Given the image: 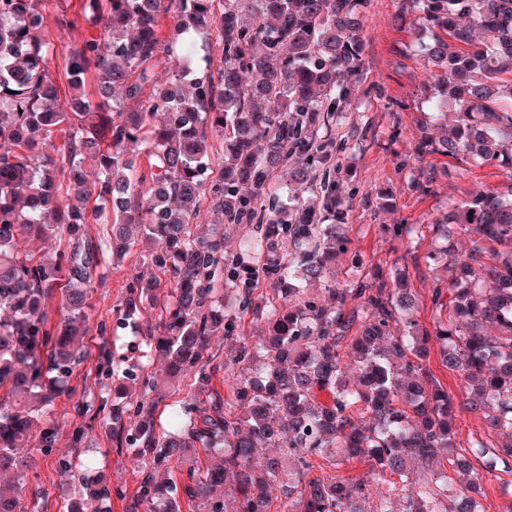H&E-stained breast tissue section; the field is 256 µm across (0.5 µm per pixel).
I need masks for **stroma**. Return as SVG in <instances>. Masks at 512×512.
Returning <instances> with one entry per match:
<instances>
[{
	"label": "stroma",
	"instance_id": "obj_1",
	"mask_svg": "<svg viewBox=\"0 0 512 512\" xmlns=\"http://www.w3.org/2000/svg\"><path fill=\"white\" fill-rule=\"evenodd\" d=\"M401 0H370L363 17L361 35L365 45L367 65L366 86L369 94L356 95L335 136L343 138L354 126H369L373 139L363 149H351L345 154L344 165L349 178L345 188H356L357 196L350 199L349 235L354 246L373 264L385 265L396 251L404 250V243H392L382 231L386 224H416L431 221L445 211L449 202L467 193L496 188L503 181L502 170L495 167H473L441 156L431 157L436 166L447 167L449 177L441 182L435 196L419 199L403 190L407 172L398 170L393 163L394 153L412 154L418 126L424 119L420 109V89L426 74L410 51L417 41L416 27L396 25L393 16L402 10ZM400 127L398 141H391L393 127ZM393 192V207L374 211L364 208L362 195L376 196ZM148 245L133 248L123 259H110L104 269L105 278L92 295L87 310L89 333L86 357L76 369L72 392L57 398L50 414L59 430L55 448L46 450L31 447L24 454L30 461L25 478L23 502H30L34 492L45 497L44 512H64L67 499L83 494V487L69 482L65 467L68 463L95 455L99 466L93 476L110 491L111 512H125L127 502L139 485V466L133 455L116 450L106 433L102 419H95L96 444L86 450L77 447L72 435L85 418L77 413V402L98 407L100 400L111 397L112 387L97 375V359L101 349L113 343L112 320L114 312L122 306L127 283L136 276L150 275L153 268L149 260Z\"/></svg>",
	"mask_w": 512,
	"mask_h": 512
}]
</instances>
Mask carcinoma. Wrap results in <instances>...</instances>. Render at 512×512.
I'll return each instance as SVG.
<instances>
[{
	"mask_svg": "<svg viewBox=\"0 0 512 512\" xmlns=\"http://www.w3.org/2000/svg\"><path fill=\"white\" fill-rule=\"evenodd\" d=\"M41 2L0 0V471L22 478L20 449L54 447L46 414L83 358L106 251L121 257L144 239L154 275L128 282L113 332L157 310L142 332L166 375L144 377L107 348L99 363L113 387L153 394L108 417L117 449L140 463L126 512H181L183 496L226 512L229 484L232 512H479L487 477L512 475V0H406L422 31L424 104L453 115L449 135L419 128V157L503 167L507 184L426 224L382 225L394 242L430 238L424 254L410 245L385 269L352 246L343 165L332 161L347 143L328 134L361 92L369 0H222L218 10L215 0H57L52 17ZM80 19L88 28L69 48L63 89L52 37ZM209 29L215 74L197 65ZM176 50L183 65L159 88L157 66ZM214 136L224 140L216 174ZM86 158L98 166L90 181ZM394 160L418 198L448 177ZM288 165L291 192L273 181ZM205 203L214 223L256 233L224 254V234H193ZM93 222L112 224V236H92ZM57 237L66 246L44 252ZM419 261L453 271L433 277L430 329L415 319L409 265ZM338 266L346 279L309 292ZM247 316L264 338L240 340L221 392L205 354L213 337L240 335ZM432 341L485 423L466 444L455 400L427 364ZM187 372L194 393L163 431L158 406ZM201 450L212 462L184 468ZM321 459L367 460L380 482L327 475ZM161 470L188 482L160 481ZM451 472L467 476L470 494L452 489ZM84 486L94 512H111L107 488ZM21 489L0 484V512H17Z\"/></svg>",
	"mask_w": 512,
	"mask_h": 512,
	"instance_id": "obj_1",
	"label": "carcinoma"
}]
</instances>
